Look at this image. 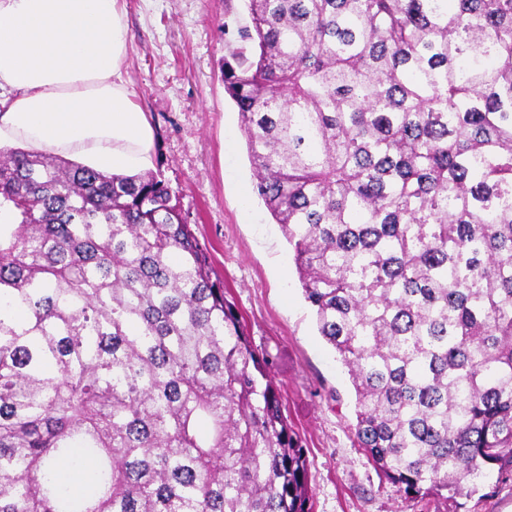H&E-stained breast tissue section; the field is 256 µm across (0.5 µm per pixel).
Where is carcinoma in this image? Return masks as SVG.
<instances>
[{
  "label": "carcinoma",
  "mask_w": 512,
  "mask_h": 512,
  "mask_svg": "<svg viewBox=\"0 0 512 512\" xmlns=\"http://www.w3.org/2000/svg\"><path fill=\"white\" fill-rule=\"evenodd\" d=\"M224 91L355 434L411 498L512 468V0H246ZM0 512H310L158 173L0 150ZM93 466L75 493L57 467Z\"/></svg>",
  "instance_id": "carcinoma-1"
}]
</instances>
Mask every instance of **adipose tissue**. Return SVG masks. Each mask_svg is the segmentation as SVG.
Instances as JSON below:
<instances>
[{
  "label": "adipose tissue",
  "instance_id": "obj_1",
  "mask_svg": "<svg viewBox=\"0 0 512 512\" xmlns=\"http://www.w3.org/2000/svg\"><path fill=\"white\" fill-rule=\"evenodd\" d=\"M122 0H0V143L134 174L153 130L123 75Z\"/></svg>",
  "mask_w": 512,
  "mask_h": 512
}]
</instances>
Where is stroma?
I'll return each instance as SVG.
<instances>
[{"label": "stroma", "instance_id": "1", "mask_svg": "<svg viewBox=\"0 0 512 512\" xmlns=\"http://www.w3.org/2000/svg\"><path fill=\"white\" fill-rule=\"evenodd\" d=\"M124 76L153 129L152 171L224 280L307 450L312 512H512V470L487 471L471 496L409 499L358 448L354 391L319 335L293 249L253 192L237 109L222 67L242 47L244 0H124Z\"/></svg>", "mask_w": 512, "mask_h": 512}]
</instances>
